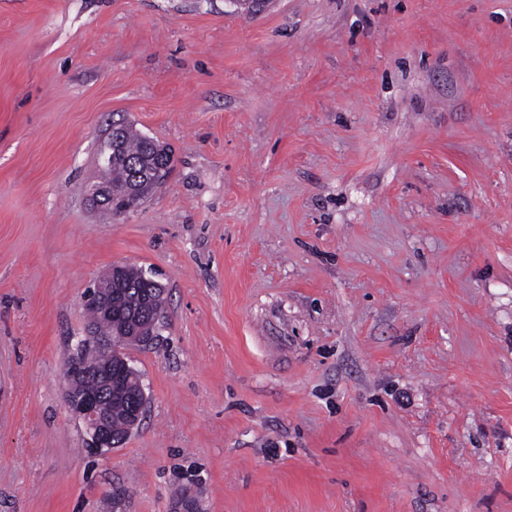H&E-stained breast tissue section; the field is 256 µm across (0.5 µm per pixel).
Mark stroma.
Instances as JSON below:
<instances>
[{"instance_id": "obj_1", "label": "stroma", "mask_w": 512, "mask_h": 512, "mask_svg": "<svg viewBox=\"0 0 512 512\" xmlns=\"http://www.w3.org/2000/svg\"><path fill=\"white\" fill-rule=\"evenodd\" d=\"M124 120L175 166L115 217ZM121 264L164 327L90 455ZM0 512H512V0H0ZM112 271V272H111ZM103 278L94 286L96 293V305L99 309V315L112 320L98 318L95 304L85 300V308L90 314V323H93L95 330L100 336H112L113 339L117 337L118 331L123 325L130 322L135 324L138 322V328L147 335L150 331V320L148 314L154 316H161L165 306V297L162 290H157L155 293L148 291L147 288H163L151 287L144 280V273L142 269L133 265H124L121 273L116 274L111 269ZM109 281H104L111 277ZM112 281L117 282L116 288H121L122 295L117 304L119 316L112 317ZM146 312V313H145ZM105 349L94 336L92 328H87L84 336L78 337L75 351L68 359L65 368L67 408L73 416L84 423L88 436L87 448L94 453H102L117 446L120 442L115 440L112 432L122 438L126 433L129 419L127 435L139 425L146 400L144 386L140 378L135 398H141V405H138L137 412L131 416V400L128 396L107 393L102 401L103 390L112 393V352H106ZM95 361H97L98 367L95 370L88 369ZM67 373L71 379L79 376L94 379L97 387L78 395L73 391ZM103 411L108 415L112 429Z\"/></svg>"}]
</instances>
